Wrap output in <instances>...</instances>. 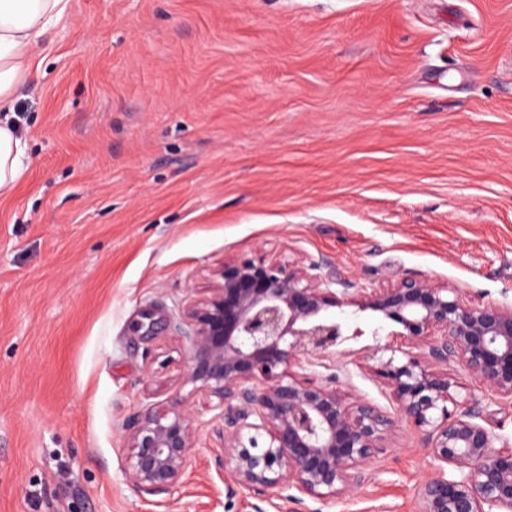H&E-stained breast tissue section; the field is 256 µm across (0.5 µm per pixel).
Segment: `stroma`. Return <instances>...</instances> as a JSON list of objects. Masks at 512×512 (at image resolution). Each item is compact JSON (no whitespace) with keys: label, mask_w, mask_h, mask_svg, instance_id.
<instances>
[{"label":"stroma","mask_w":512,"mask_h":512,"mask_svg":"<svg viewBox=\"0 0 512 512\" xmlns=\"http://www.w3.org/2000/svg\"><path fill=\"white\" fill-rule=\"evenodd\" d=\"M37 60L0 196V512H289L226 496L221 423L185 382L173 325L225 263L512 300V0H69ZM327 314L341 388L392 412L397 324ZM180 400L182 487L136 494L126 436ZM431 469L399 424L327 512H416Z\"/></svg>","instance_id":"obj_1"}]
</instances>
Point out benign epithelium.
I'll use <instances>...</instances> for the list:
<instances>
[{
    "mask_svg": "<svg viewBox=\"0 0 512 512\" xmlns=\"http://www.w3.org/2000/svg\"><path fill=\"white\" fill-rule=\"evenodd\" d=\"M331 285L319 262L237 260L183 314L186 382L215 399L223 422L216 435L227 495L334 505L358 493L389 433L409 423L433 462L418 512H512V443L485 419L481 397H456L448 375L453 361L512 406V302L475 301L422 277L341 295ZM343 306L397 323L398 335L427 350L426 365L408 353L381 364L392 416L338 388L335 373L286 372L333 368L327 360L342 329L325 312ZM197 439L195 416L181 404L146 409L126 437L130 488L178 491Z\"/></svg>",
    "mask_w": 512,
    "mask_h": 512,
    "instance_id": "benign-epithelium-1",
    "label": "benign epithelium"
}]
</instances>
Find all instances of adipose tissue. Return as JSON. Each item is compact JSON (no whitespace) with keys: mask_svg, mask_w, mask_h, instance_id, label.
I'll return each instance as SVG.
<instances>
[{"mask_svg":"<svg viewBox=\"0 0 512 512\" xmlns=\"http://www.w3.org/2000/svg\"><path fill=\"white\" fill-rule=\"evenodd\" d=\"M68 9L69 0H0V196L27 168V145L15 134L14 91L29 76L40 41Z\"/></svg>","mask_w":512,"mask_h":512,"instance_id":"1","label":"adipose tissue"}]
</instances>
